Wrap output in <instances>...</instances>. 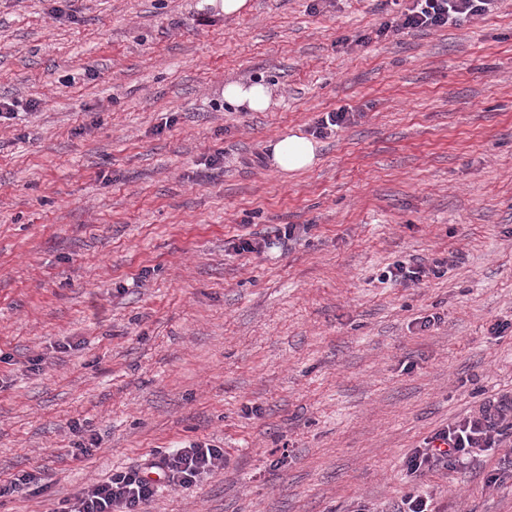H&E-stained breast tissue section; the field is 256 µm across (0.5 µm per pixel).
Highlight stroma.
<instances>
[{
    "label": "stroma",
    "mask_w": 512,
    "mask_h": 512,
    "mask_svg": "<svg viewBox=\"0 0 512 512\" xmlns=\"http://www.w3.org/2000/svg\"><path fill=\"white\" fill-rule=\"evenodd\" d=\"M249 2L0 0V94L38 105L0 123V481L52 479L0 512H59L190 441L223 469L148 512H387L415 489L512 512L500 453L403 466L512 392V332L490 333L512 322V0L349 52L374 0ZM254 78L273 105L226 106ZM341 107L365 116L311 170L249 165ZM287 224L307 227L287 248H224ZM451 253L418 286L380 280Z\"/></svg>",
    "instance_id": "obj_1"
}]
</instances>
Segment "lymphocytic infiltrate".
<instances>
[{"mask_svg":"<svg viewBox=\"0 0 512 512\" xmlns=\"http://www.w3.org/2000/svg\"><path fill=\"white\" fill-rule=\"evenodd\" d=\"M377 23L355 40L341 38L340 46H366L394 40L414 30H439L475 23L500 9L503 0H377ZM453 257L413 258L397 262L386 277L394 284L411 287L426 278L442 275ZM512 447V394L481 404L468 417L449 423L424 439L405 460L406 470L417 474L438 467L450 468L460 459L480 451ZM224 466L218 446L193 441L156 452L139 464L118 471L104 482L87 485L66 499L60 512H146L158 484L188 489L201 478Z\"/></svg>","mask_w":512,"mask_h":512,"instance_id":"1","label":"lymphocytic infiltrate"}]
</instances>
